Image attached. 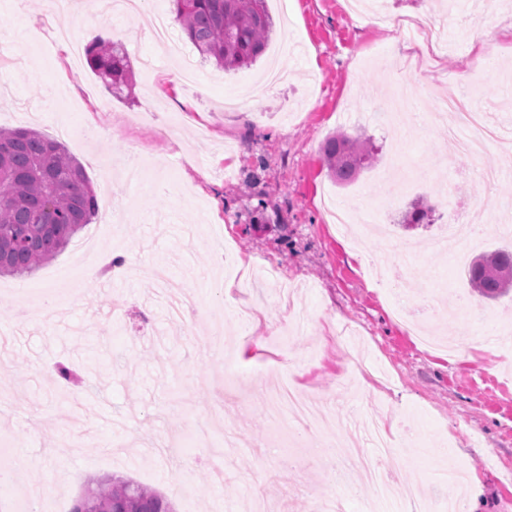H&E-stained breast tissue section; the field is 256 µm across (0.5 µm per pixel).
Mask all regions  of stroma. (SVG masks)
Returning <instances> with one entry per match:
<instances>
[{
	"label": "stroma",
	"mask_w": 512,
	"mask_h": 512,
	"mask_svg": "<svg viewBox=\"0 0 512 512\" xmlns=\"http://www.w3.org/2000/svg\"><path fill=\"white\" fill-rule=\"evenodd\" d=\"M267 8L274 32L255 65L226 72L206 62L200 85L186 87L178 60L124 19L93 13L69 22L71 42L54 46L39 0L0 5V52L14 61L0 67V127L52 138L62 123L78 124L64 146L100 204L93 222L34 275L0 276L15 289L0 299V472L10 476L0 485V512H33L25 494L35 487L70 504L111 475L156 490L175 512H229L257 492L273 512H310L316 497L328 512H399L413 484L420 496L446 497L441 475L451 464L478 478L475 512H512V294L478 296L450 252L429 246L457 217L490 226L475 252L512 242L498 230L512 226V160L492 144L476 158L459 156L445 127L429 119L449 81L467 80L490 52L497 64L483 70L472 104L512 140V42L499 34L512 25V0H382L388 14L432 19L448 42L447 52L424 61L429 91L394 128L373 117L392 86L412 79L391 62L424 60L403 30L351 15L347 0H267ZM97 39L127 47L132 72L121 94L87 63ZM149 57L152 73L144 70ZM279 64L290 73L257 111H216L224 96L242 94ZM337 132L366 134L378 149L373 166L344 187L321 160L323 140ZM131 154L147 168L136 185L106 164ZM480 168L500 171L503 209L479 210ZM327 196L348 212L347 231L331 224ZM419 197L434 206L433 223L395 224L389 242L364 231V223L396 220ZM397 241L414 244L422 269L402 294ZM89 252L124 253L133 268L164 265L195 295L199 317L184 321L163 288L133 270L81 282L70 304L38 307L34 292L66 289L67 271ZM241 256L249 266H238ZM376 263L390 282H376ZM422 294L433 308L413 305ZM462 295L474 311L457 306ZM118 297L124 311L116 316ZM295 312L302 321L287 336L281 370L326 405L351 407L346 430L360 434V418L375 416L397 445L393 496L382 506L365 482L353 493L331 482L319 456L326 426L296 450L266 417L260 387L278 372L267 370L265 353ZM241 336L259 351L237 356ZM356 355L388 382L354 374ZM59 362L74 370L77 397L47 380ZM191 414L210 416L215 445L236 433L223 483H214L215 458L184 425ZM65 441L80 454L56 453ZM188 466L189 489L180 484Z\"/></svg>",
	"instance_id": "stroma-1"
}]
</instances>
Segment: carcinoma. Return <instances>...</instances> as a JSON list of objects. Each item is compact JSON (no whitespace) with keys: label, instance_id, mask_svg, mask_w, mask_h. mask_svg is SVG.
<instances>
[{"label":"carcinoma","instance_id":"obj_1","mask_svg":"<svg viewBox=\"0 0 512 512\" xmlns=\"http://www.w3.org/2000/svg\"><path fill=\"white\" fill-rule=\"evenodd\" d=\"M176 20L205 60L226 71L247 68L264 53L273 20L266 0H172ZM92 70L108 87L129 80L123 44L93 42L86 50ZM323 160L340 186L354 182L375 161L371 138L329 135ZM98 199L84 167L64 145L29 129L0 128V275H32L56 256L83 226L92 223ZM432 208L413 203L403 224L429 222ZM469 286L497 300L512 291V245L473 257L466 269ZM165 497L133 480L114 478L87 488L70 512H173Z\"/></svg>","mask_w":512,"mask_h":512}]
</instances>
